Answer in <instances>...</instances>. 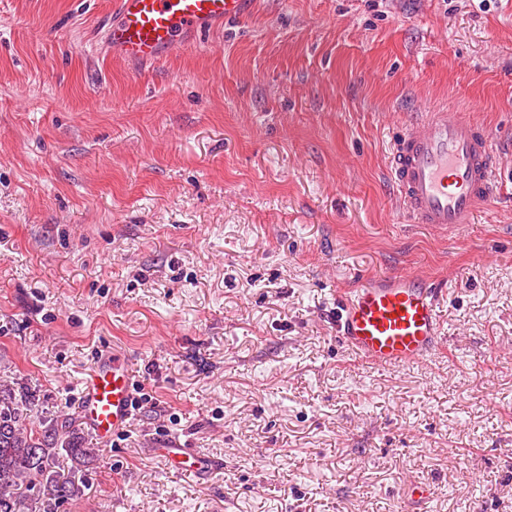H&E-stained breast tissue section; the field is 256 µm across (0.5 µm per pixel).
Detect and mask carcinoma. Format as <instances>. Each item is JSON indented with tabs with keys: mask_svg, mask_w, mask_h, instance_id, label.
Wrapping results in <instances>:
<instances>
[{
	"mask_svg": "<svg viewBox=\"0 0 512 512\" xmlns=\"http://www.w3.org/2000/svg\"><path fill=\"white\" fill-rule=\"evenodd\" d=\"M96 460L69 414L43 410L39 390L0 385V512H62Z\"/></svg>",
	"mask_w": 512,
	"mask_h": 512,
	"instance_id": "obj_1",
	"label": "carcinoma"
}]
</instances>
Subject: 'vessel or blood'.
I'll use <instances>...</instances> for the list:
<instances>
[{
    "label": "vessel or blood",
    "instance_id": "b4317fda",
    "mask_svg": "<svg viewBox=\"0 0 512 512\" xmlns=\"http://www.w3.org/2000/svg\"><path fill=\"white\" fill-rule=\"evenodd\" d=\"M243 0H117L106 30L110 51L136 62L159 60L188 34L223 25L240 15ZM499 154L490 130L467 109L425 112L394 141L387 177L403 213L416 224L460 227L491 201ZM441 282L416 274L364 281L336 311L338 338L354 357L375 368H402L441 347ZM135 384L127 362L101 355L82 387L86 424L101 440L129 426ZM179 476L205 472L210 463L194 449L159 451Z\"/></svg>",
    "mask_w": 512,
    "mask_h": 512
}]
</instances>
